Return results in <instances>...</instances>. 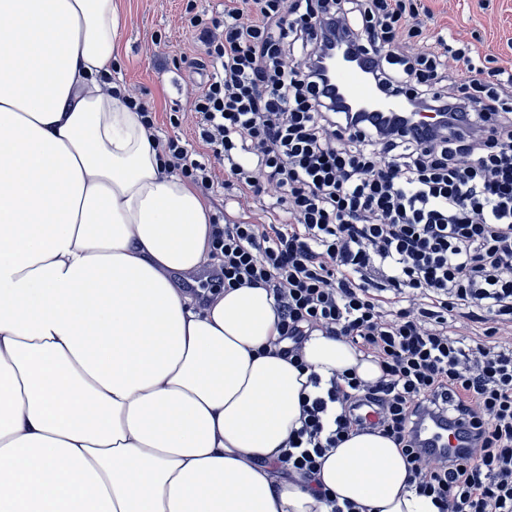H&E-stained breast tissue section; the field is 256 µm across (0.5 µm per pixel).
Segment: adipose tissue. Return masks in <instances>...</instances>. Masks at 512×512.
Wrapping results in <instances>:
<instances>
[{
  "instance_id": "adipose-tissue-1",
  "label": "adipose tissue",
  "mask_w": 512,
  "mask_h": 512,
  "mask_svg": "<svg viewBox=\"0 0 512 512\" xmlns=\"http://www.w3.org/2000/svg\"><path fill=\"white\" fill-rule=\"evenodd\" d=\"M116 28L114 0H0V512H434L377 433L280 464L307 376L266 350L267 288L172 282L211 209L111 82ZM304 359L379 375L318 332Z\"/></svg>"
}]
</instances>
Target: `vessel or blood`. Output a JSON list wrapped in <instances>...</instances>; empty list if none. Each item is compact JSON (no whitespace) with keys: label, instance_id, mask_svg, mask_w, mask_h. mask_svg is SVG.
Masks as SVG:
<instances>
[{"label":"vessel or blood","instance_id":"1","mask_svg":"<svg viewBox=\"0 0 512 512\" xmlns=\"http://www.w3.org/2000/svg\"><path fill=\"white\" fill-rule=\"evenodd\" d=\"M331 83L344 101L364 112H399L405 106L403 94L383 95L369 84L365 64L361 61L337 62ZM419 432L424 444L436 452L458 450L468 445L463 425L454 419L423 422Z\"/></svg>","mask_w":512,"mask_h":512}]
</instances>
